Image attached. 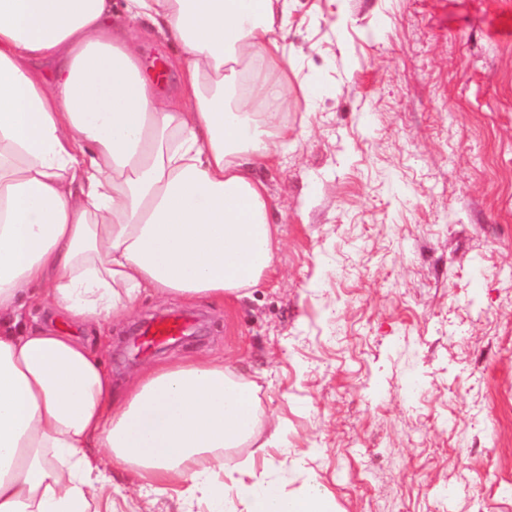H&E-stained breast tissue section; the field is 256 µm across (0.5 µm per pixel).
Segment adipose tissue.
Instances as JSON below:
<instances>
[{
    "label": "adipose tissue",
    "instance_id": "ef3b65f1",
    "mask_svg": "<svg viewBox=\"0 0 512 512\" xmlns=\"http://www.w3.org/2000/svg\"><path fill=\"white\" fill-rule=\"evenodd\" d=\"M288 0H0V512H118L112 470L224 512H324L262 480L224 483L252 441L255 383L186 357L123 393L77 336L18 331L31 303L101 325L140 297L223 301L274 270L278 229L251 167L288 140ZM177 42L179 97L125 27Z\"/></svg>",
    "mask_w": 512,
    "mask_h": 512
}]
</instances>
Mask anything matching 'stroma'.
<instances>
[{
	"label": "stroma",
	"instance_id": "35a3bbf8",
	"mask_svg": "<svg viewBox=\"0 0 512 512\" xmlns=\"http://www.w3.org/2000/svg\"><path fill=\"white\" fill-rule=\"evenodd\" d=\"M288 145L260 165L281 244L247 296L142 297L88 323L118 387L183 357L255 383L288 450L226 451L228 469L329 512H512V0H290ZM141 63L176 44L135 28ZM320 97L307 109L302 87ZM198 317L139 359L128 333ZM118 512H185L139 496Z\"/></svg>",
	"mask_w": 512,
	"mask_h": 512
}]
</instances>
